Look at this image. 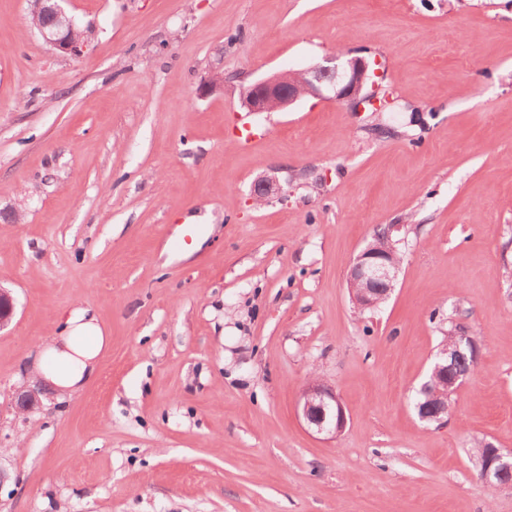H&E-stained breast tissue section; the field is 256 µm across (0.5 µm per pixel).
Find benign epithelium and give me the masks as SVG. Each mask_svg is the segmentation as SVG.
Returning a JSON list of instances; mask_svg holds the SVG:
<instances>
[{"label":"benign epithelium","mask_w":512,"mask_h":512,"mask_svg":"<svg viewBox=\"0 0 512 512\" xmlns=\"http://www.w3.org/2000/svg\"><path fill=\"white\" fill-rule=\"evenodd\" d=\"M31 13L47 15L50 22L37 28L42 39L63 54L78 55L83 43L75 37L74 20L59 5V0H30ZM369 80L368 63L359 56L339 54L327 65H313L302 70L275 73L240 90L241 104L249 113L281 112L306 95L346 103L357 112L363 104L377 101V90L365 91ZM224 90V77L216 72L199 86V94L208 95ZM277 181L271 177L258 179L251 189L253 201H264L279 192ZM400 264L391 237L374 240L355 258L348 274L351 300L359 312L374 310L383 304L394 287ZM14 312L13 298L0 288V328ZM469 356L465 371L455 368L456 360ZM477 363L476 342L462 336L461 344L438 352L431 368L432 381L424 385L426 400L418 406L421 421L441 425L448 420V387L459 388ZM39 391L21 390L15 396L17 412L26 413L39 404ZM297 414L309 430L335 438L346 428L348 415L336 392L318 379L310 380L303 388ZM481 480L495 487L512 485V450L505 452L491 443L484 444L477 461Z\"/></svg>","instance_id":"1"}]
</instances>
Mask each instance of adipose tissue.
Wrapping results in <instances>:
<instances>
[{
  "mask_svg": "<svg viewBox=\"0 0 512 512\" xmlns=\"http://www.w3.org/2000/svg\"><path fill=\"white\" fill-rule=\"evenodd\" d=\"M109 344V336L90 309H72L58 336L41 348L42 381L64 394L82 389L95 373Z\"/></svg>",
  "mask_w": 512,
  "mask_h": 512,
  "instance_id": "obj_1",
  "label": "adipose tissue"
}]
</instances>
